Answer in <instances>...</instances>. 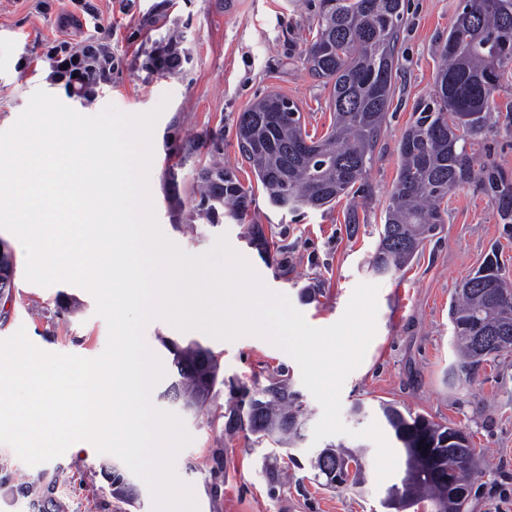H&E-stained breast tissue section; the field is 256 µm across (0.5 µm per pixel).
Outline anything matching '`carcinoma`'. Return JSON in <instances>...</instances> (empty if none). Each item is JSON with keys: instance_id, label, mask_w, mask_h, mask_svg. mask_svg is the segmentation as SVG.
<instances>
[{"instance_id": "cac0c4a2", "label": "carcinoma", "mask_w": 512, "mask_h": 512, "mask_svg": "<svg viewBox=\"0 0 512 512\" xmlns=\"http://www.w3.org/2000/svg\"><path fill=\"white\" fill-rule=\"evenodd\" d=\"M404 18L403 0H321L316 35L304 49L311 72L331 86L334 120L320 138L302 128L288 98L270 94L242 112L238 147L254 178L278 209L321 210L335 205L363 180L371 167L393 97V72ZM438 70L430 101L399 143L400 167L379 241L371 256L374 272L402 269L422 252L447 221L440 202L463 184H475L496 206L500 220L512 224V178L492 162L474 165V146L486 141L493 118L494 93L512 72V0H462L448 37L435 49ZM199 215L215 227L224 211L243 223L253 204V187L236 170L220 163L199 172ZM249 244L271 256L263 226L246 227ZM496 252L487 255L456 292L450 318L458 370L470 376L481 366L512 353V283L499 277ZM14 256L0 240V298L14 288ZM173 379L163 395L178 394L183 405L206 404L219 378L213 352L197 341L182 346L166 340ZM382 417L405 453L401 494L385 500L395 512L427 502L432 512H463L466 499L449 500L450 485L470 486L481 473L471 441L448 449L444 469L417 456L415 448L440 447L449 427L424 415L405 414L391 403ZM227 428H248L255 444L272 446L270 455L293 447L304 417L299 396L288 382L244 387L227 409ZM365 453L332 444L310 461L326 484L336 483V462L354 463L342 484L364 482Z\"/></svg>"}]
</instances>
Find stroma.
Instances as JSON below:
<instances>
[{"mask_svg":"<svg viewBox=\"0 0 512 512\" xmlns=\"http://www.w3.org/2000/svg\"><path fill=\"white\" fill-rule=\"evenodd\" d=\"M318 6L319 0H0V130L15 122L40 89L85 115L109 105L145 114L170 95L155 125L148 178L165 236L184 252L199 254L227 234L264 284L287 295L317 328L340 319L357 284L378 285L376 334L343 384V423L364 429L380 421V404L391 403L402 412L463 429L477 453L491 460L475 479L464 512H512V354L483 365L473 381L448 376L456 363L450 301L493 250L512 282V224L500 223L489 198L468 185L444 198L448 219L441 232L403 270L378 276L368 266L399 170V142L417 106L433 93L434 48L447 37L459 0H405L393 100L360 189L332 209L296 214L276 210L263 191H256L249 222L264 226L275 244V259L265 260L248 245L246 224L228 216L213 227L195 209L196 173L212 159L237 166L242 183L253 181L237 143L239 117L252 102L278 93L297 105L310 135L326 133L332 118L330 88L300 55ZM87 39L109 44L114 61L110 83L89 100L70 96L63 82L49 78L54 58ZM169 39L181 48V67L171 73L150 70L154 45ZM495 101L487 144L492 160L512 171V113L504 109L512 101V74L502 79ZM0 239L8 242L16 261L12 296L0 300V310L8 313L0 321V339L22 328L43 350L101 355L107 325L96 315L93 297L70 284L28 282L18 239L4 230ZM310 286L322 293L315 302H302L299 292ZM144 336L163 368L171 366L164 345L168 339L200 342L220 362L222 382L207 409L188 412L165 400L163 380L151 398L157 409L177 415L192 438L178 453L174 470L192 486L198 512H386L382 502L404 470L396 468L378 481L374 452L366 454L362 487L336 488L323 485L308 468L317 451L311 441L298 449L297 467L286 451H278L277 465L287 469L288 480L273 495L265 450L254 446L250 432L236 431L216 444L231 387L264 386L282 370L310 410L311 422L320 420L322 408L303 385L298 364L279 347L255 335L225 341L200 331L182 332L162 319L150 321ZM357 402L365 407L364 417L351 413ZM117 462L111 454L91 456L70 448L52 461L29 466L0 444V512H153L142 480L134 482V502L113 495L106 469Z\"/></svg>","mask_w":512,"mask_h":512,"instance_id":"35a3bbf8","label":"stroma"}]
</instances>
